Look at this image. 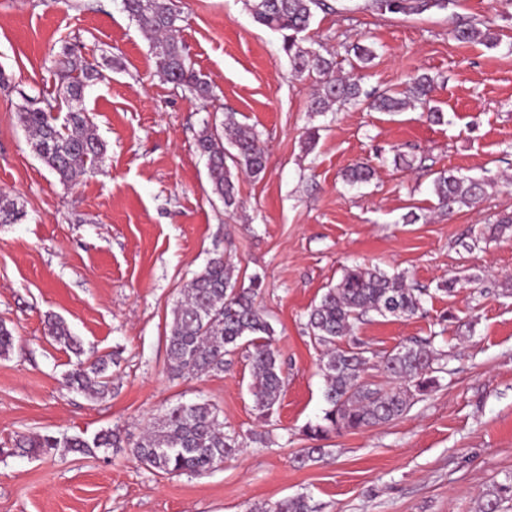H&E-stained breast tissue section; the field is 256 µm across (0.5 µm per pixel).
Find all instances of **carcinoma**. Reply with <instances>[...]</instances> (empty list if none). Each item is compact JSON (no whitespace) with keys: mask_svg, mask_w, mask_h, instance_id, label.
<instances>
[{"mask_svg":"<svg viewBox=\"0 0 512 512\" xmlns=\"http://www.w3.org/2000/svg\"><path fill=\"white\" fill-rule=\"evenodd\" d=\"M456 0H374L382 13L402 16L446 10ZM125 11L150 36L158 71L165 79L182 86L200 98L211 96L207 78L195 71L174 37L180 21L172 0H123ZM253 19L282 36V48L292 70L316 79L318 89L311 111L327 112L333 105H364L376 112H404L416 103L428 101L433 79L415 75L401 92H368L361 78L335 75L333 57L313 48L305 36L316 10L331 6L326 0H246ZM452 37L464 43L480 42L494 48L500 38L482 22H463L451 30ZM61 76L60 102L68 113L64 120L54 115L56 107L21 105L19 124L28 134L31 147L40 160L63 184L74 182L102 159L104 145L85 110L73 109L82 101L94 69L81 58L67 54L57 61ZM200 154L206 157L211 194L229 208L236 203L235 185L230 167L257 177L265 169L264 150L256 134L245 130L236 113L226 112L221 120L204 125L197 138ZM372 168L366 164L352 167L346 175L349 184L368 181ZM487 182L453 171L442 172L434 180V192L441 209L480 200ZM22 216L17 201L0 193V224H14ZM261 280L255 276L247 287L237 286L235 269L224 256L211 258L205 268L186 284L183 298L173 310L167 336L168 369L175 377L224 371V356L240 346H253L251 365L255 381L256 407L268 415L278 403L282 391V366L271 348L275 330L256 305ZM422 306V294L406 287L403 276L389 275L377 268L355 266L346 270L335 286L329 288L310 311L308 326L314 341L325 347L321 359L325 377L324 399L328 405L322 422L307 428L312 440L331 433L355 432L395 420L404 415L417 395L427 392L436 382L438 353L429 344H404L382 360L383 371L397 382L389 390L374 388L362 373L367 364L366 350L344 348L338 341L352 333L357 322L370 312L380 316L411 317ZM47 335L55 342L77 348L66 322L50 317ZM102 359L80 361L66 375L71 388L105 395L111 376ZM19 448H120L121 436L113 430L97 433L92 440L81 437L58 439L52 436H28L18 441ZM242 442L224 432L218 409L206 401L181 404L168 409L148 428L132 449L133 456L148 469L171 475L201 476L225 459L236 455ZM512 495V484L503 485L481 497L479 512H500L503 497ZM252 512H318L309 498L297 496L273 505L259 506Z\"/></svg>","mask_w":512,"mask_h":512,"instance_id":"carcinoma-1","label":"carcinoma"}]
</instances>
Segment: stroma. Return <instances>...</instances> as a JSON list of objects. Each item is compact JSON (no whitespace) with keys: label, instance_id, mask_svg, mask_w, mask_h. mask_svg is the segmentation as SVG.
<instances>
[{"label":"stroma","instance_id":"35a3bbf8","mask_svg":"<svg viewBox=\"0 0 512 512\" xmlns=\"http://www.w3.org/2000/svg\"><path fill=\"white\" fill-rule=\"evenodd\" d=\"M330 2L308 35L335 56L337 74L362 75L379 91L429 75L441 122L419 105L311 111L314 79L294 75L281 35L255 22L245 0H176L177 38L213 86L207 100L158 72L122 0H0V192L22 210L0 224V323L16 338L0 356V512H250L299 494L319 512H477L484 493L512 483V226L496 227L512 214V0H459L410 17L380 14L372 0ZM459 17L494 19L500 47L453 40ZM358 43L374 50L371 63L355 58ZM66 52L101 74L82 106L106 145L68 187L16 118L23 103L55 100ZM227 111L266 155L259 176L234 173L231 208L211 195L196 147L204 123ZM358 162L374 175L352 187L342 176ZM448 170L493 184L448 212L433 193ZM218 254L240 284L262 281L257 303L283 366L267 417L254 403L247 349L221 373L168 371L172 310ZM364 265L426 291L415 316L373 314L343 339L366 349L364 379L392 388L380 361L413 338L445 351L442 370L402 417L330 435L325 459L302 466L294 457L313 447L306 429L327 407L307 314L346 269ZM50 315L81 340L82 356L47 336ZM108 354L117 364L107 395L65 386L78 358ZM200 400L243 439L234 458L203 476H172L133 457L154 418ZM107 429L120 431L122 447L14 446L27 435L90 439ZM255 432L265 443L252 442Z\"/></svg>","mask_w":512,"mask_h":512}]
</instances>
